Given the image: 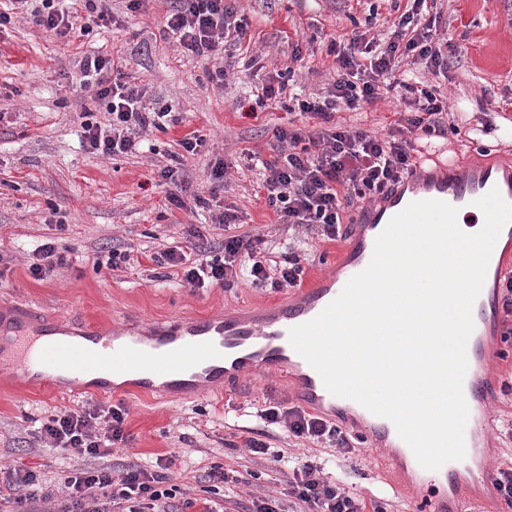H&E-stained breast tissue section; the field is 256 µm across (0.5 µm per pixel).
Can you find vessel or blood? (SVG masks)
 <instances>
[{"label":"vessel or blood","instance_id":"1","mask_svg":"<svg viewBox=\"0 0 512 512\" xmlns=\"http://www.w3.org/2000/svg\"><path fill=\"white\" fill-rule=\"evenodd\" d=\"M512 203V179H504L498 169L486 165L462 171L460 162L442 163L440 173L428 168L394 183L376 200L363 204L336 253L337 271L311 278L293 296L259 304L253 314L227 317L214 313L198 318L176 317L142 331L132 321L114 329L78 324L70 327L60 320L24 307L10 320L0 322V356L12 355L18 375L28 385L52 384L56 389H77L90 377L99 378V390H107V374L133 377L137 387L149 389L156 378L168 379L173 390H191L208 383L232 392L242 387L254 372L294 371L291 402L308 410L349 413V405L339 403L325 387L320 375L293 348L292 327L318 316L352 278L369 264L374 243L388 222L416 199L440 200L468 217H478L477 199L491 189ZM493 302L478 296L473 310V333L477 340L469 358L475 369L464 384L472 407L473 421L489 428L491 417L484 407L493 383L485 375L484 359L491 348L481 335ZM457 471L452 465L424 471L415 485L421 493L417 512H458L440 485H452Z\"/></svg>","mask_w":512,"mask_h":512}]
</instances>
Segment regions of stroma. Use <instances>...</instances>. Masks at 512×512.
<instances>
[{
  "instance_id": "stroma-1",
  "label": "stroma",
  "mask_w": 512,
  "mask_h": 512,
  "mask_svg": "<svg viewBox=\"0 0 512 512\" xmlns=\"http://www.w3.org/2000/svg\"><path fill=\"white\" fill-rule=\"evenodd\" d=\"M115 25L67 44L53 32L17 19L0 32V253L9 268L0 281V305L30 306L61 320L80 317L96 325L121 326L128 319L150 325L179 315L195 318L227 305L246 306L287 297V290H261L241 282L231 288H193L169 276L149 258L135 271L96 272L92 255L101 247L134 246L146 251L181 241L188 225H207L209 242L224 232L211 216L169 203L156 185L158 165L182 154L180 139L189 132L207 135V150L182 155L189 193L208 190L216 159L250 149L269 154L272 129L286 123L281 107L256 109L255 94L266 72L288 65L301 49L306 91L329 83L332 40H346L353 30L382 29L390 0H237L251 18L250 41L230 47L231 69L224 85L208 81L204 63L163 40L167 0H145L139 11L127 0H105ZM448 21V77L441 89L451 111L466 113L471 126L483 130L481 147L448 136L449 156L465 162L512 159V0H437ZM119 53L127 73L149 94L168 101L179 122L148 135L151 148L117 158L84 151L76 118L94 108L91 91L64 87L77 79L83 52ZM398 101H380L356 112H340L344 125L386 134ZM257 167L230 169L217 205L237 208L239 229L266 238H286L273 222L264 198L256 194ZM61 239L71 249L69 269L41 280L29 270L30 251L41 241ZM282 380L252 375L236 392L169 400L132 386L107 393L67 396L28 387L7 362L0 361V467L37 468L53 482L61 468L57 455L32 447L39 423L65 409L123 405L130 441L106 460L118 469L154 465L157 459L183 457L180 477L191 495H200L210 467H238L243 462L225 418L226 405L251 408L240 425L254 428L256 411L269 402H286ZM272 451L290 460H308L325 479L364 500L382 502L387 512H414L415 495L400 489L381 464V449L357 443L352 452L281 436ZM245 485H227V512H247L254 497L283 487L281 473L252 464Z\"/></svg>"
}]
</instances>
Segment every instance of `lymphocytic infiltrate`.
<instances>
[{
	"label": "lymphocytic infiltrate",
	"instance_id": "obj_1",
	"mask_svg": "<svg viewBox=\"0 0 512 512\" xmlns=\"http://www.w3.org/2000/svg\"><path fill=\"white\" fill-rule=\"evenodd\" d=\"M11 2L10 11L0 10V29L19 14L62 38L86 35L113 22L109 9L95 0H84L86 12L78 19L59 9L56 0H40L36 7L29 0ZM444 25L442 12L434 10L430 0H405L403 10L390 20V37L363 31L348 43L332 42L336 76L314 93L295 83L294 64L301 56L293 54L292 66L268 76L257 96L258 106H281L293 119L274 126L273 156H249L262 171L260 187L267 206L277 223L292 230V237L277 249L262 235L229 231L218 246L198 247L196 256L175 246L152 254V261L175 269L193 288H230L241 281L277 291L300 287L309 261V242L302 231L338 241L349 207L372 200L416 167L430 163L424 149L431 139L464 135L463 127L446 123L448 98L430 82L431 77L448 74L452 46L441 34ZM250 27L248 16L233 0H173L162 33L208 61L223 54L226 43L242 42ZM412 63L421 65L424 77L411 76ZM77 65L80 87L91 89L107 114L102 122L90 110L79 112L86 152L112 158L135 153L144 134L173 123L171 105L130 80L121 56L87 53ZM391 93L400 97L404 109L386 136L352 129L336 119L337 113L360 110ZM127 415L121 406L61 411L42 423L38 438L44 447L72 457L104 458L112 455L114 445L126 442ZM259 417L263 427L246 439L245 448L252 456H271L274 464H281L283 457L269 455L267 440L280 430L296 439L353 450L338 426L299 407L276 403L261 410ZM207 480L205 496L194 497L172 484L170 474L141 465L118 474L108 468L67 469L53 485L43 483L34 470L13 468L0 484V506L9 505V512H38L41 502L54 503L53 512H224L215 496L222 485L242 482L241 472L214 466ZM287 486L289 504L273 495L259 496L251 512H385L379 502L359 500L331 484L307 461L294 467Z\"/></svg>",
	"mask_w": 512,
	"mask_h": 512
}]
</instances>
